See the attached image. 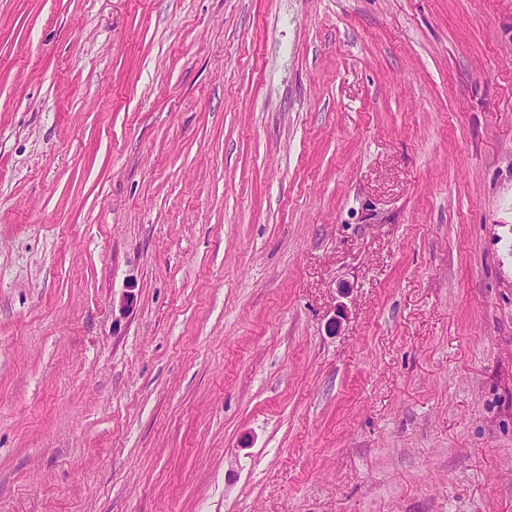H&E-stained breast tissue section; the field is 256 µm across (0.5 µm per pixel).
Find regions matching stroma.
I'll return each mask as SVG.
<instances>
[{"mask_svg":"<svg viewBox=\"0 0 512 512\" xmlns=\"http://www.w3.org/2000/svg\"><path fill=\"white\" fill-rule=\"evenodd\" d=\"M0 512H512V0H0Z\"/></svg>","mask_w":512,"mask_h":512,"instance_id":"obj_1","label":"stroma"}]
</instances>
